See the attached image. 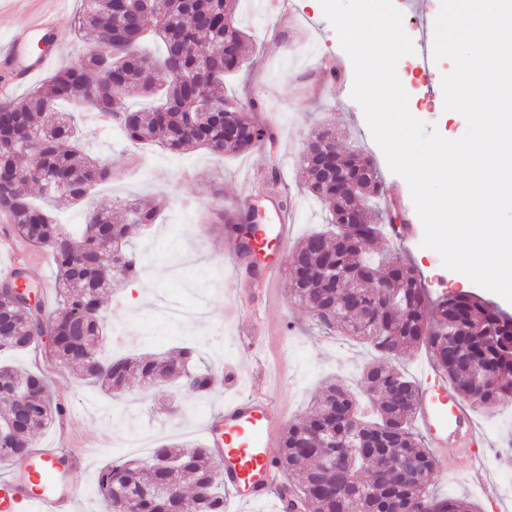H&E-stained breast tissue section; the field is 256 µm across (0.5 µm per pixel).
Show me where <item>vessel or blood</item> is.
<instances>
[{"instance_id": "vessel-or-blood-1", "label": "vessel or blood", "mask_w": 512, "mask_h": 512, "mask_svg": "<svg viewBox=\"0 0 512 512\" xmlns=\"http://www.w3.org/2000/svg\"><path fill=\"white\" fill-rule=\"evenodd\" d=\"M68 48V38L54 18L11 30L0 42V98H11L20 88L49 72ZM273 227L256 226L253 248L261 250L268 237L286 243L291 226L285 210H277ZM278 255H269L263 267L252 274L244 289L259 295L250 305V322H265L264 299L269 295ZM418 427L432 447L448 445L449 432L465 428L469 444L479 447L481 437L472 408L461 400L447 381L429 375L420 383L416 414ZM288 427L287 417L276 397L259 388L248 396L226 400L222 411L208 416L202 426L205 448L221 465L224 487L244 504L276 499L278 512H305L297 499H279L275 490L281 470L278 451ZM82 455L69 450L43 448L21 459L11 476L0 479V512H77L78 492L72 482L82 465Z\"/></svg>"}]
</instances>
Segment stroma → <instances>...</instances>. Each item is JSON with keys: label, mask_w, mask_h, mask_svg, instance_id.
<instances>
[{"label": "stroma", "mask_w": 512, "mask_h": 512, "mask_svg": "<svg viewBox=\"0 0 512 512\" xmlns=\"http://www.w3.org/2000/svg\"><path fill=\"white\" fill-rule=\"evenodd\" d=\"M237 20L252 43L240 71L226 78L225 90L245 101L256 100L259 108L251 112V119L279 132L284 161L278 190L294 201L292 241H299L326 221L320 203L305 187L299 158L316 130L331 127L336 131L340 153L360 149L373 157L381 177L383 201H398L399 215L413 226L405 238H387L388 249L415 267L433 295L459 292L456 272L445 269L439 255L421 245L423 226L409 187L403 178L390 172L370 135L361 106L350 96L353 65L319 0H288V21L284 24L264 0H240ZM451 69L449 60L434 61L426 78L408 79L412 92L428 100L427 106L418 107L417 118L438 124L443 101L441 80ZM87 129L89 150L110 159L120 171L119 177L106 184L95 198V206L119 210L130 198L147 205L165 191L173 193L163 222L148 233L131 227L130 237L138 250L149 255L162 253L168 264L180 265L181 272L162 276L157 266H147L138 283L148 300L135 309L128 303L129 285L121 284L105 293L113 324L124 329L113 352H134L146 343L164 350L185 337L194 342L212 373H220L227 364L237 366L244 381L235 392L247 394L259 380L257 360L270 363L275 356L263 336L256 337L255 349H243L240 338L246 331L247 318L232 310L236 285L229 240L209 229L206 220L211 187L221 189L225 205L241 206L243 197L259 184L266 170L262 152L222 161L203 150L175 154L158 147L138 149L125 141L109 139L92 122ZM17 253L28 259L33 280L43 282L45 306L53 307L55 288L49 277L54 268L49 252L11 236L9 244L0 249V275L8 271ZM201 305L211 316L221 317L219 329L207 323L183 325L166 318L171 308L192 310ZM267 326L284 329L289 339L285 356L288 367L281 370L275 387L289 421L306 416L313 395L326 378L333 376L348 386H357L358 370L369 360V351L345 337L326 335L311 313L290 298L288 278L283 272L273 284ZM6 359L20 369L46 376L54 400L67 409L62 420L37 434L35 445L73 449L86 455L85 468L73 476L79 494L78 512H105L93 492L95 479L103 467L126 453L120 442L109 447L103 444L108 434L123 432L125 414L136 412L138 427L152 431L157 440L173 439L196 447L202 443L201 427L206 416L224 406L225 393L221 390L202 398L189 396L181 401V416L173 419L164 410V390L146 398L134 391L121 401L110 400L85 385L78 375L61 369L50 356L48 345L10 353ZM476 421L487 437L486 444L474 451L463 437L452 438L446 460L437 465L440 476L435 491L440 496L469 500L476 512H497L498 499L465 480L462 472L477 459L491 471L495 482L512 478V403L491 412H477Z\"/></svg>", "instance_id": "35a3bbf8"}]
</instances>
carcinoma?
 <instances>
[{
	"label": "carcinoma",
	"instance_id": "cac0c4a2",
	"mask_svg": "<svg viewBox=\"0 0 512 512\" xmlns=\"http://www.w3.org/2000/svg\"><path fill=\"white\" fill-rule=\"evenodd\" d=\"M237 0H82L73 31L83 45L75 64L54 72L19 104L0 106V218L30 244L47 249L55 266L57 305L47 313L8 289L0 292V351L25 350L52 339L51 353L65 369L80 371L90 387L119 394L139 378L154 385H188L191 395L214 390L215 377L192 347L163 354L112 359L107 353L110 314L103 289L130 282L146 257L126 240V226L158 221L164 203L129 201L113 214L86 207L80 229L58 223L59 204L83 205L114 177L108 161L85 147L80 112L108 113L139 148L162 145L179 154L204 149L222 159L251 153L270 135L247 118L254 100L224 93V75L244 61L247 33L236 24ZM153 33L164 55L150 58L140 45ZM129 97L154 104L131 111ZM212 102L215 107L203 111ZM237 134L224 135L228 122ZM326 157L353 176L336 195V178L318 165ZM309 192L331 216L325 228L294 250L289 296L328 318L330 330L371 348L377 360L360 376L374 393L370 415L360 397L331 382L305 419L288 424L280 448L281 471L308 512H474L458 497L430 493L437 466L413 428L419 386L395 360L424 349L458 395L491 410L512 400V315L470 293L433 297L417 271L400 261L376 263L384 237L370 208L378 173L359 151L336 153V132L309 141L302 161ZM348 223H343V220ZM238 208L216 204L210 223L237 241L245 231ZM23 421H15L16 395ZM66 414L44 375L0 364V460L27 456L37 430ZM110 512L133 499L140 512H224V481L210 451L163 441L149 456H123L102 469L94 489Z\"/></svg>",
	"mask_w": 512,
	"mask_h": 512
}]
</instances>
